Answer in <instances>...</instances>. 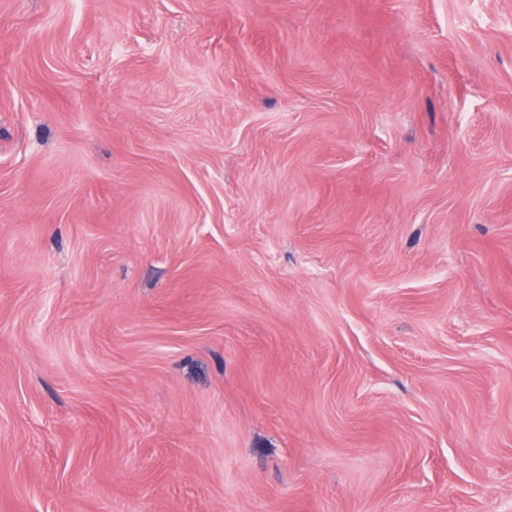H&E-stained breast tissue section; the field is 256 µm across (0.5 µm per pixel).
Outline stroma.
<instances>
[{"mask_svg": "<svg viewBox=\"0 0 512 512\" xmlns=\"http://www.w3.org/2000/svg\"><path fill=\"white\" fill-rule=\"evenodd\" d=\"M0 512H512V0H0Z\"/></svg>", "mask_w": 512, "mask_h": 512, "instance_id": "obj_1", "label": "stroma"}]
</instances>
